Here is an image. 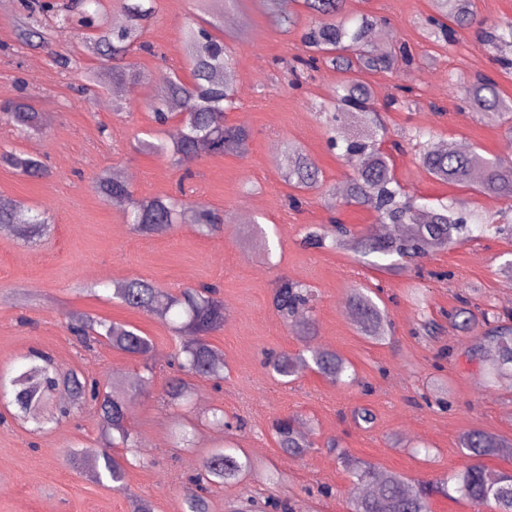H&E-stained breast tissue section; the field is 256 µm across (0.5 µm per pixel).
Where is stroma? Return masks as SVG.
Returning a JSON list of instances; mask_svg holds the SVG:
<instances>
[{"label":"stroma","instance_id":"35a3bbf8","mask_svg":"<svg viewBox=\"0 0 512 512\" xmlns=\"http://www.w3.org/2000/svg\"><path fill=\"white\" fill-rule=\"evenodd\" d=\"M476 23L459 30L453 44L428 40L423 32L432 0H346V17L367 13L382 24L379 46L407 44L416 62L401 72L366 74L377 105H386L399 86L412 89V103L385 114L392 140L415 127L433 129L434 142L477 150L485 157L512 156V127L467 108L452 94L449 80L463 83L476 75L496 79L512 98V52L508 65L485 42L486 23L512 25V0H475ZM21 0H0V104L27 96L47 119L42 136L20 139L0 123V150L40 156L52 174L31 179L0 165V198L46 209L53 224L41 238L0 235V371L38 350L51 356L60 372L77 371L108 382L112 376L138 385L128 428L145 465L131 466L127 492L94 482L90 467L74 469L73 448L105 447L92 409L72 410L42 432L7 414L0 404V512H130L129 495L146 498L156 512H181L182 495L203 455L222 444L239 448L254 467L239 481L217 484L207 498L210 512H236L242 501L263 498L265 478L279 477L278 496L293 512H348L353 491L336 460L338 451L395 471L408 481L441 479L467 464L461 434L479 429L512 440V374L490 389L476 382L494 352L472 357L483 324L464 332L447 314L468 301L474 315L512 310V239L486 234L423 259L404 271L386 274L355 260L349 251L301 246L306 227L338 217L363 233L374 214L356 206L330 210L325 192L343 187L351 173L329 149L315 103L327 100L340 73L311 72L291 86L289 65L303 54V26L285 32L275 27L260 0L229 8L235 24L225 26L224 42L237 73V106L227 119L252 131L246 155H206L187 170L164 157L131 149L134 138L154 129L143 104L145 88L132 100V114L119 119L114 96L85 99L78 91L87 69L99 68L80 33L55 35L45 48L19 46L15 26ZM197 0H156V19L144 33L153 53L134 51L130 59L150 76L163 68H182V30L198 15ZM71 58L61 71L55 55ZM300 146L321 168L324 187L301 195L300 208L288 203L283 179L287 144ZM396 177L406 191L426 203L455 202L512 224V203L444 183L422 166L412 145L393 152ZM128 171L136 197L177 194L179 187L224 214V232L205 237L184 221L162 235L132 233L120 209L94 189L100 171ZM313 287L319 345L349 361L357 380L349 386L328 383L306 370L284 385L263 366L266 352H294L298 344L271 305L277 277ZM129 277L152 281L176 294L183 288L217 285L226 310L223 330L210 343L224 355L221 385L195 380V391L181 409L162 398L173 375L176 344L168 324L120 302L87 292L92 283ZM381 287L394 332L375 344L361 336L346 312L354 284ZM84 312L139 328L152 342L151 357L131 358L106 344L82 347L67 328L69 315ZM439 329L426 335L424 320ZM221 409L230 427L212 423ZM371 411L374 422H355L354 410ZM295 415L314 443L301 457L281 453L269 428L274 418ZM335 447H327L328 439Z\"/></svg>","mask_w":512,"mask_h":512}]
</instances>
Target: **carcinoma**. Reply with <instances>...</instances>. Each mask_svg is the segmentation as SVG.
Wrapping results in <instances>:
<instances>
[{
  "mask_svg": "<svg viewBox=\"0 0 512 512\" xmlns=\"http://www.w3.org/2000/svg\"><path fill=\"white\" fill-rule=\"evenodd\" d=\"M82 13L78 17L61 15L54 0H23L26 21L18 28V39L27 46L46 47L53 32L87 31L85 38L91 54L110 65L112 84L103 86L95 70L85 73L88 81L83 91L95 96L112 94V89L126 81H140L145 76L135 64L127 61L132 48L152 51L142 40L149 22L156 16L154 0H123L127 15L118 27L98 22L100 0H79ZM203 15L183 30L184 67L191 80L186 82L175 69L152 79L153 94L146 100L155 121L165 125L177 120L180 133L173 141L159 140L148 147L165 155L175 167H182L203 155L243 156L252 137L249 128L227 122L228 111L235 108L232 82L234 58L224 45V15L210 8L219 0H199ZM308 17L303 33L307 57H297L291 66L294 82H300L310 70L321 66L347 75L336 86L329 104L322 105L332 148L344 143L343 156L353 173L346 182L342 202L372 211L382 226L378 233H354L347 225L334 220L307 229L302 243L306 248L343 247L363 262L385 272L400 269V261L423 258L447 250L473 238L467 219L445 204L428 206L406 195L396 179L391 155L382 148L388 131L372 118L374 102L361 74L397 71L409 66L413 56L402 44L386 48L370 46L379 27L377 18L362 14L356 25L342 20L345 0H301ZM436 15L428 18V35L448 42L453 26L468 27L475 23V0H434ZM275 25L284 32L297 25L298 16L269 8ZM484 36L494 45L512 48V26L503 29L487 25ZM461 98L475 112L512 123V101L505 99L498 84L489 76H479L460 87ZM0 118L20 134L34 137L43 134L41 113L25 97L0 107ZM361 124L362 130L351 138H341V130L349 123ZM432 132L417 129L411 135L419 147L423 168L436 179L460 186H475L485 195L512 201V160L486 158L476 151L460 152L450 147L435 151L429 147ZM284 164L285 182L298 192L323 187L321 171L315 161L300 147L288 146ZM0 163L31 178H46L50 170L33 155L3 151ZM95 189L113 206L119 208L126 223L139 235H160L170 231L184 212L192 214L198 232L206 237L224 233L223 213L207 203L190 198H136L129 185L108 171L99 173ZM50 216L44 209L22 202L0 198V234L25 238L48 232ZM215 286L185 288L172 296L154 284L131 277L112 284V297L130 308L157 316L172 324V331L187 337L178 357L180 375L169 379L163 397L178 408L191 396V380L224 378V359L207 341V336L223 329L226 312L224 300ZM380 298L363 286L350 289L349 308L360 335L381 343L390 337L393 325ZM315 294L309 286L286 276L277 278L271 289V303L286 322L300 344L296 353L286 351L270 355L268 370L289 383L309 369L328 382L344 386L352 380L351 365L339 353L314 344L316 336ZM486 330L473 351L486 347L495 352L491 371L479 379L482 389L493 386L497 376L512 371V312L483 314ZM69 330L80 342L105 343L112 349L132 357L151 356L152 342L134 326L95 317L90 314L72 316ZM62 389L66 401L60 407L62 416L71 408L91 405L105 439L120 441L127 448L137 443L127 428V420L138 394L130 381L115 380L112 391L103 392L94 378L76 372L58 376L52 359L39 351L31 355V363L15 373L0 372V398L12 396L17 416L40 422L41 410L50 392ZM296 416L274 420L272 430L278 448L290 456H302L312 442L300 433ZM461 450L475 463L465 466L450 479L418 481L409 484L398 473L350 457H340L350 474L352 484L364 485L367 491L354 494L349 512H430V498L436 492L454 491L468 499L476 509L492 507L496 512H512V473L486 469L478 460L490 455L512 454V443L482 430H471L461 438ZM129 461L106 449L97 454L93 480L116 491L127 490ZM252 469L249 460L241 459L220 446L201 461L200 470L189 477L190 487L182 499V512H209L206 486L235 482ZM454 486H449V482Z\"/></svg>",
  "mask_w": 512,
  "mask_h": 512,
  "instance_id": "1",
  "label": "carcinoma"
}]
</instances>
